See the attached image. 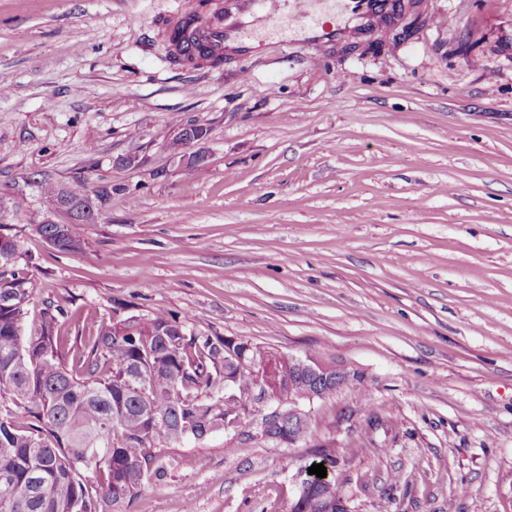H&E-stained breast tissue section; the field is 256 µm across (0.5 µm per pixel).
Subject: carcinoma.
Here are the masks:
<instances>
[{
    "label": "carcinoma",
    "mask_w": 512,
    "mask_h": 512,
    "mask_svg": "<svg viewBox=\"0 0 512 512\" xmlns=\"http://www.w3.org/2000/svg\"><path fill=\"white\" fill-rule=\"evenodd\" d=\"M189 22L172 28L175 61L196 55L181 49ZM76 182L69 191L43 188V207L64 210L82 223ZM59 252L83 249L74 233L38 224ZM28 278L0 269V512H111L137 497L144 484L167 478L164 444L201 440L224 430L236 404L224 400V339L188 336L164 311L132 333L103 324L68 349L58 318L44 312L41 330L27 339ZM320 462L344 472L347 457L333 444L312 449Z\"/></svg>",
    "instance_id": "obj_1"
}]
</instances>
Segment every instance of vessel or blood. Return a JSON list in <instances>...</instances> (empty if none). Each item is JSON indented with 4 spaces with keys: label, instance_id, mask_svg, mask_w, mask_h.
Segmentation results:
<instances>
[{
    "label": "vessel or blood",
    "instance_id": "vessel-or-blood-1",
    "mask_svg": "<svg viewBox=\"0 0 512 512\" xmlns=\"http://www.w3.org/2000/svg\"><path fill=\"white\" fill-rule=\"evenodd\" d=\"M312 0H229L227 6L206 16L197 15L193 0H182L184 19L203 36L213 55H251L256 51L257 26L279 31L297 23L317 29L319 17L310 9Z\"/></svg>",
    "mask_w": 512,
    "mask_h": 512
}]
</instances>
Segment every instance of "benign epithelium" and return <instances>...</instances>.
I'll return each mask as SVG.
<instances>
[{
	"instance_id": "benign-epithelium-1",
	"label": "benign epithelium",
	"mask_w": 512,
	"mask_h": 512,
	"mask_svg": "<svg viewBox=\"0 0 512 512\" xmlns=\"http://www.w3.org/2000/svg\"><path fill=\"white\" fill-rule=\"evenodd\" d=\"M18 250L17 240L8 235L0 237V264L11 263ZM278 356L275 350H265L264 358L248 357L244 354L234 357L226 362L224 369V393L228 394L236 388L240 373L249 372L257 382V388L252 393L251 407L248 413L238 418L232 426L224 427V436L232 440L250 424V418L255 412L268 407L271 402L276 406L269 407L257 431V436L277 442L281 445H295L305 438L308 431L309 412L306 411L308 400L315 399L316 395H302L306 383L311 382L318 388L326 381H334L340 386L353 376L340 367L330 368L312 358H302L293 354L288 355V376L274 387L268 388L263 381L268 358ZM335 470L327 469L326 477L318 478L310 475L306 470H299L288 479V507L294 510L298 507L308 509L312 506L319 512H351L349 500L343 496L331 500L322 493L321 484L330 481Z\"/></svg>"
}]
</instances>
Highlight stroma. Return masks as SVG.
Instances as JSON below:
<instances>
[{"label":"stroma","instance_id":"1","mask_svg":"<svg viewBox=\"0 0 512 512\" xmlns=\"http://www.w3.org/2000/svg\"><path fill=\"white\" fill-rule=\"evenodd\" d=\"M179 2L0 0L22 333L49 304L72 342L163 309L357 373L383 425L337 430L360 406L348 383L309 406L306 441L184 442L115 512L277 508L328 441L353 512H512V0H338L328 37L220 67L170 60ZM189 123L206 131L191 170L167 148ZM79 180L100 215L61 253L25 216L42 184Z\"/></svg>","mask_w":512,"mask_h":512}]
</instances>
